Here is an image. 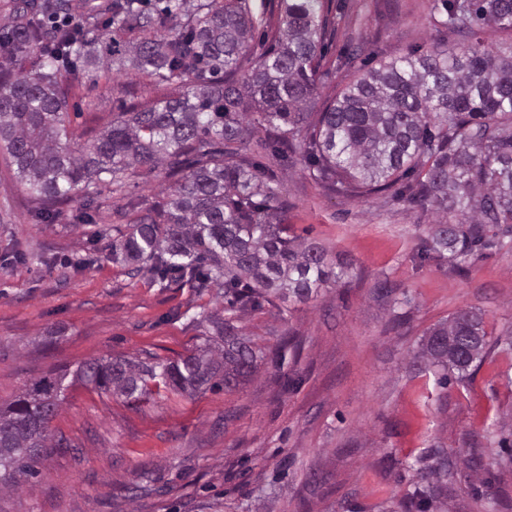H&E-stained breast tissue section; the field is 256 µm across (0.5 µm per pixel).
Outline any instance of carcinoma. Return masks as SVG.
I'll return each mask as SVG.
<instances>
[{
    "instance_id": "carcinoma-1",
    "label": "carcinoma",
    "mask_w": 512,
    "mask_h": 512,
    "mask_svg": "<svg viewBox=\"0 0 512 512\" xmlns=\"http://www.w3.org/2000/svg\"><path fill=\"white\" fill-rule=\"evenodd\" d=\"M105 0L86 5L81 24L56 32L57 51L88 71L138 75L174 87L165 99L117 113L84 144L68 131L73 85L44 53L39 17L67 14L71 0H23L31 14L0 61V146L16 177L41 200L50 224L56 205L79 191L99 196L125 185L137 165L172 180L158 201L112 238L109 257L130 272L144 265L168 285L186 280L224 299L231 312L276 302L306 303L351 277L328 262L316 242L288 236L276 192L279 170L300 162L331 188L388 193L438 216L422 254L464 269L475 252L512 235V55L470 41L492 26L512 32V0H439L440 25L462 39L448 48L411 50L376 67H357L350 44L326 62L330 39L322 0H279L272 29L266 5L246 0ZM110 18L112 32L100 25ZM270 44L255 63L242 62L256 30ZM138 39L120 48L117 36ZM352 77L319 112L309 108L322 82ZM255 138L254 148L247 138ZM270 155L278 166L259 160ZM201 345L167 361L147 352L89 360L69 374L41 377L0 406V493L39 476L37 465L69 447L51 430L79 382L148 403L168 393L194 395L237 386L266 359L232 317L216 309ZM493 349L483 315L461 309L430 328L415 358L442 371L440 384L461 381ZM405 512H428L448 497V454L430 448L419 460Z\"/></svg>"
}]
</instances>
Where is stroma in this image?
Instances as JSON below:
<instances>
[{"instance_id": "35a3bbf8", "label": "stroma", "mask_w": 512, "mask_h": 512, "mask_svg": "<svg viewBox=\"0 0 512 512\" xmlns=\"http://www.w3.org/2000/svg\"><path fill=\"white\" fill-rule=\"evenodd\" d=\"M328 61L355 43L360 62L428 48L449 37L435 0H333ZM69 74V131L83 143L130 103L171 87L129 72ZM160 170L134 168L99 205L149 204ZM280 197L295 235L351 264L349 283L306 303L236 314L269 357L248 381L193 397L168 394L141 408L75 385L52 422L71 445L43 457L40 475L0 512H389L411 498L413 465L446 448L450 492L437 512H512V348H495L471 378L441 385L413 363L424 332L458 310L482 312L489 339L512 334V247L472 256L465 270L421 258L434 212L391 197L330 190L302 165L281 172ZM65 203L52 224L0 151V404L31 380L106 354L186 355L208 328V294L161 287L153 272L107 258L101 230ZM390 297H379L378 285ZM299 345L283 359V334ZM164 490L139 492V471Z\"/></svg>"}]
</instances>
